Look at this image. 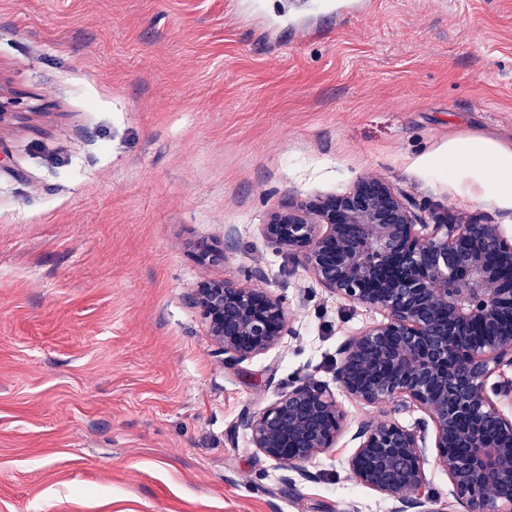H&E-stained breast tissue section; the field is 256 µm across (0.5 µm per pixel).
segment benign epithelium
I'll return each instance as SVG.
<instances>
[{
  "label": "benign epithelium",
  "instance_id": "obj_1",
  "mask_svg": "<svg viewBox=\"0 0 512 512\" xmlns=\"http://www.w3.org/2000/svg\"><path fill=\"white\" fill-rule=\"evenodd\" d=\"M264 237L332 294L385 317L339 349L340 390L368 406H411L432 423L408 429L364 420L349 470L392 503L391 512H441L424 493L427 447L447 475L448 512H512V418L487 387L512 367V240L496 224L429 218L384 179L316 205L290 206L262 225ZM224 364L264 354L292 334L282 302L231 281H203L189 296ZM239 426L265 456L306 474L336 444L344 412L324 385L298 380Z\"/></svg>",
  "mask_w": 512,
  "mask_h": 512
}]
</instances>
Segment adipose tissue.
<instances>
[{"label":"adipose tissue","mask_w":512,"mask_h":512,"mask_svg":"<svg viewBox=\"0 0 512 512\" xmlns=\"http://www.w3.org/2000/svg\"><path fill=\"white\" fill-rule=\"evenodd\" d=\"M423 164L451 183L480 184L488 201L512 209V143L487 135L455 137L424 157Z\"/></svg>","instance_id":"ef3b65f1"}]
</instances>
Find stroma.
<instances>
[{"mask_svg": "<svg viewBox=\"0 0 512 512\" xmlns=\"http://www.w3.org/2000/svg\"><path fill=\"white\" fill-rule=\"evenodd\" d=\"M0 0V512H388L348 467L374 408L338 394L333 448L283 467L243 415L381 310L318 286L261 233L273 212L387 180L439 215L512 210L421 164L449 138L512 142V0H374L289 48L307 0ZM223 261L201 264L202 249ZM280 298L293 336L219 363L188 297Z\"/></svg>", "mask_w": 512, "mask_h": 512, "instance_id": "obj_1", "label": "stroma"}]
</instances>
